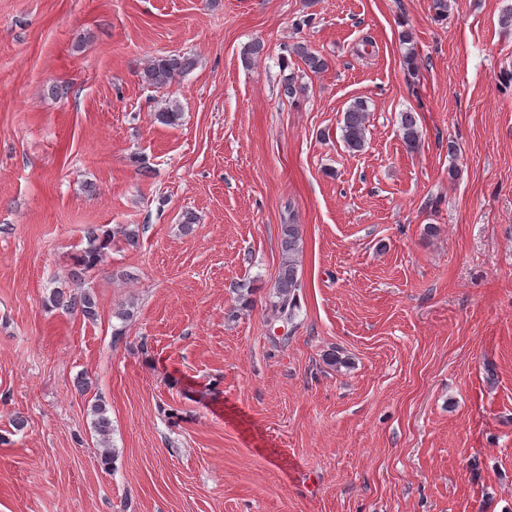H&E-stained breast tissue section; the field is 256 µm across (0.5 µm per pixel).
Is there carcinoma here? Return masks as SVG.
Segmentation results:
<instances>
[{"mask_svg":"<svg viewBox=\"0 0 512 512\" xmlns=\"http://www.w3.org/2000/svg\"><path fill=\"white\" fill-rule=\"evenodd\" d=\"M402 44L408 45L403 63L407 72L412 73L417 68V57L414 47L410 46L412 36L403 31L399 34ZM288 53L298 57L304 67L313 74L326 71L328 60L321 54L313 51L308 45L297 42L288 47ZM195 66V60L188 55L172 54L159 57H150L144 64L141 80L144 84L162 88L171 85L176 78L188 73ZM367 103L362 99L354 100L345 110L342 117L341 137L349 152H360L366 143ZM154 119L165 126H175L181 119V112L175 105H167L154 112ZM399 128L402 140L406 147L415 150L421 142V131L418 126L416 113L405 111L400 113ZM117 237L127 243H133L139 238V227L130 224H121L112 229V232L102 230L96 225L85 228L84 238L86 246L77 257L76 269L71 273L73 277L92 270L104 262L107 250ZM303 249L302 225L290 218L288 223L281 225L282 263L274 286L270 308L273 315L288 324L292 322L297 308V290L301 288L298 277L299 257ZM49 302L70 313H79L84 317L93 318L97 315V302L95 296L83 291L69 294L61 288L51 293ZM92 428L98 436L97 444L103 448L104 453L110 452V438L112 435V420L105 405L97 403L92 406Z\"/></svg>","mask_w":512,"mask_h":512,"instance_id":"1","label":"carcinoma"}]
</instances>
